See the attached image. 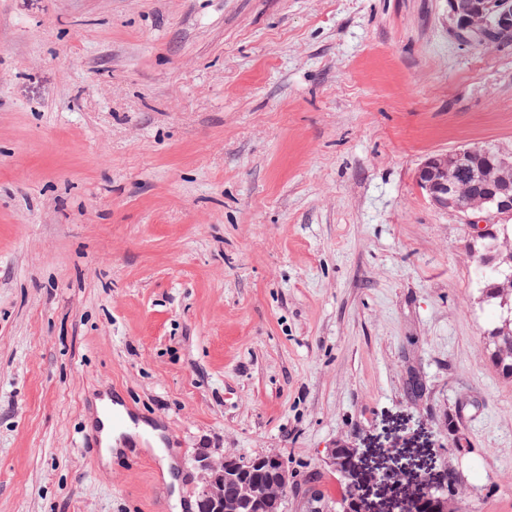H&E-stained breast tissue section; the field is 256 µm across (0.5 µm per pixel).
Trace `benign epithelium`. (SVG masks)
Returning a JSON list of instances; mask_svg holds the SVG:
<instances>
[{
    "label": "benign epithelium",
    "mask_w": 512,
    "mask_h": 512,
    "mask_svg": "<svg viewBox=\"0 0 512 512\" xmlns=\"http://www.w3.org/2000/svg\"><path fill=\"white\" fill-rule=\"evenodd\" d=\"M448 18L459 38L467 43H485L493 36L512 34V8L503 0H448ZM474 179L481 182L483 201L490 204L493 215H512V153L495 146L476 145L430 156L417 172V183L430 203L456 213L467 211L458 182ZM357 455L358 449L340 444L330 450L327 462L346 479L362 509L371 512V503L361 491L375 476L360 472ZM197 463L202 477L199 497L211 505L212 512H249L255 498L267 495L285 498L293 485L287 462L276 454L253 462V467L263 475L257 481L248 479L230 454L217 460L202 451ZM226 483L239 486L238 497L230 502L221 496ZM440 485L448 488V493L439 496L412 493L400 500L401 507L424 503L428 512H457L455 483L446 477Z\"/></svg>",
    "instance_id": "obj_1"
}]
</instances>
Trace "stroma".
<instances>
[{"mask_svg": "<svg viewBox=\"0 0 512 512\" xmlns=\"http://www.w3.org/2000/svg\"><path fill=\"white\" fill-rule=\"evenodd\" d=\"M512 150V43L447 0H0V512H195L199 449L341 500L456 478L512 512V379L481 242L416 182ZM122 396L176 462H101ZM405 470L407 485L394 474ZM358 448L340 444L332 448L328 454L327 462L336 472L341 474L351 487L352 495L355 501L362 507L363 511L370 512L374 510L367 497L360 491L364 486L376 477L373 474L361 473L357 460ZM357 496V497H356ZM352 509L350 512H363Z\"/></svg>", "mask_w": 512, "mask_h": 512, "instance_id": "obj_1", "label": "stroma"}]
</instances>
